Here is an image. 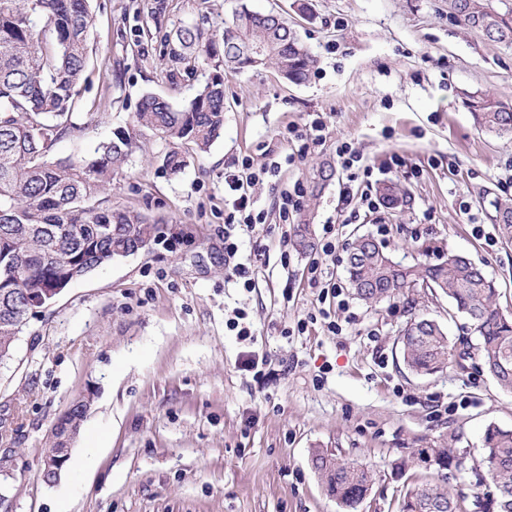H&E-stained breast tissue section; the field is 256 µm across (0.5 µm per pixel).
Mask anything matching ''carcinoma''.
I'll use <instances>...</instances> for the list:
<instances>
[{"label": "carcinoma", "mask_w": 512, "mask_h": 512, "mask_svg": "<svg viewBox=\"0 0 512 512\" xmlns=\"http://www.w3.org/2000/svg\"><path fill=\"white\" fill-rule=\"evenodd\" d=\"M448 17L481 32L491 41L512 44V8L495 10L486 0H448ZM90 0H0V363L12 356L28 323L29 300L62 279L72 282L120 257L132 255L156 238L157 222L125 209L103 208L95 198L112 187L139 138L150 132L168 144L157 156L176 175L188 165L189 152L200 153L224 130V73L251 69L242 49L267 43L260 67L274 68L292 83L307 80L316 58L285 19L276 25L263 13L242 5L224 22L222 52L201 32L181 28L164 36L176 60L207 61L221 56L205 84L189 103L175 109L147 94L131 130L97 145L91 159H55V144L80 129L75 121L77 87L88 54ZM465 106L480 129L512 139V107L474 92ZM495 223L512 238V196L492 201ZM346 270L356 296L366 303L437 289L467 316L479 336L476 358L500 387L512 391V314L497 305V289L480 268L458 254L438 264L402 266L385 246L363 235L352 242ZM405 367L432 375L448 367L452 354L441 326L413 319L400 338ZM312 464L330 495L352 505L371 482L369 472L344 462L328 449L313 450ZM486 474L495 496L476 497L478 512H512V430L489 424L483 437ZM464 495L424 482L407 492L402 512H427L442 501L459 512Z\"/></svg>", "instance_id": "obj_1"}]
</instances>
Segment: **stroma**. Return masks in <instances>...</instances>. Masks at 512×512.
Returning <instances> with one entry per match:
<instances>
[{"label":"stroma","mask_w":512,"mask_h":512,"mask_svg":"<svg viewBox=\"0 0 512 512\" xmlns=\"http://www.w3.org/2000/svg\"><path fill=\"white\" fill-rule=\"evenodd\" d=\"M243 4L286 16L317 64L299 85L270 69L225 72L224 134L179 174L156 161L166 143L142 137L107 200L159 219L156 239L37 309L0 363V512H344L312 467L315 448L371 473L354 512H400L407 490L431 477L465 493L462 510L474 512L483 432L492 422L512 429V392L475 359L409 372L397 340L410 318L439 322L453 347L475 339L472 323L445 298L365 304L348 286L345 258L364 233L404 264L423 258L419 242L430 263L458 253L495 281L512 313V240L479 196L512 195V141L481 132L463 104L475 91L512 104V45L450 19L446 0H92L80 110L94 120L54 155L91 157L129 128L145 94L187 105L210 69L173 63L163 34L215 35ZM319 116L325 142L299 153L288 125ZM343 142L373 183L408 188L411 205L344 207L339 172L314 184ZM290 153L283 179L307 194L284 223L278 185L253 187L266 221L241 235L240 252L262 261L254 288H239L224 263V173L246 156ZM304 221L315 241L334 222V255L281 251L287 225ZM317 256L342 289L337 334L311 320L323 304L305 268ZM237 308L255 343L227 328ZM251 351L268 361L265 382L240 365ZM80 399L90 409L60 479L46 484L54 424ZM442 450L444 469L434 462Z\"/></svg>","instance_id":"1"}]
</instances>
